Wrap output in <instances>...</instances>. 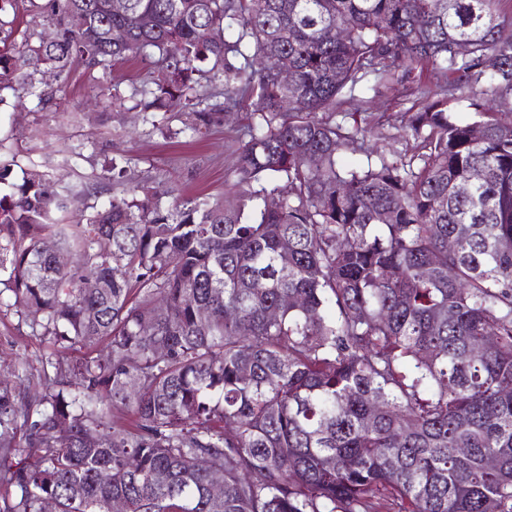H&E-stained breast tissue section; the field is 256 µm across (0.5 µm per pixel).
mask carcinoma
<instances>
[{
  "mask_svg": "<svg viewBox=\"0 0 512 512\" xmlns=\"http://www.w3.org/2000/svg\"><path fill=\"white\" fill-rule=\"evenodd\" d=\"M27 2L56 37L0 50V89L132 55L154 74L142 111L184 115L165 138L246 110L237 186L264 187L165 201L136 185L99 206L0 163V295L90 348L51 364L55 394L21 408L0 391V512H512V113L492 107H512V0ZM426 71L444 86L397 116L416 154L387 159L333 119Z\"/></svg>",
  "mask_w": 512,
  "mask_h": 512,
  "instance_id": "cac0c4a2",
  "label": "carcinoma"
}]
</instances>
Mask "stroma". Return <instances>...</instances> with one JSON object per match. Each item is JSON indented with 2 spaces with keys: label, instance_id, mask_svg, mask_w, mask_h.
<instances>
[{
  "label": "stroma",
  "instance_id": "obj_1",
  "mask_svg": "<svg viewBox=\"0 0 512 512\" xmlns=\"http://www.w3.org/2000/svg\"><path fill=\"white\" fill-rule=\"evenodd\" d=\"M148 77L145 64L129 58L114 63L105 75L77 63L65 78H47L44 91L50 101L44 105L34 93L20 97L9 89L0 91V156L16 160L12 181H21L23 169L35 164L58 185L96 187V201L104 204L126 192L125 186L105 177L106 159L116 157L128 160L136 177L150 178L160 190L173 188L184 197L232 191L243 113L230 115L200 141L184 135L163 138L159 126L179 128L176 113L158 112L146 120L115 99L131 83ZM423 81L433 85L438 78L415 74L380 94L365 93L364 103L346 105L349 119L367 120L375 149L387 155L414 153V141L401 138L393 123L397 113L411 107ZM77 356L76 350L61 348L51 337L32 334L14 307L0 305V381L8 382L17 401L27 402L50 386L56 371L47 367V360L66 363Z\"/></svg>",
  "mask_w": 512,
  "mask_h": 512
}]
</instances>
